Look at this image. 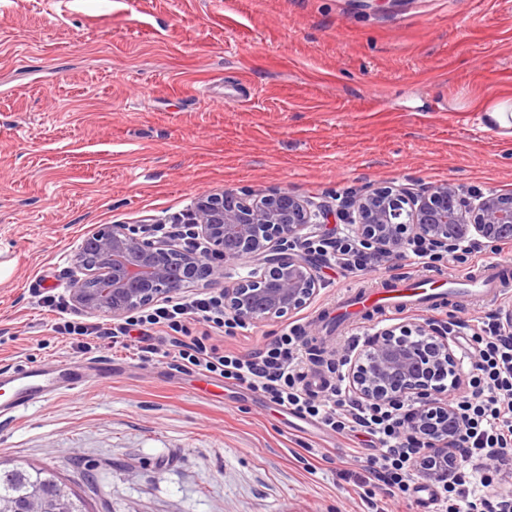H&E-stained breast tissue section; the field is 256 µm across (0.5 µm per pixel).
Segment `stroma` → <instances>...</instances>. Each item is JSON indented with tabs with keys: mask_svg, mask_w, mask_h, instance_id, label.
Returning a JSON list of instances; mask_svg holds the SVG:
<instances>
[{
	"mask_svg": "<svg viewBox=\"0 0 512 512\" xmlns=\"http://www.w3.org/2000/svg\"><path fill=\"white\" fill-rule=\"evenodd\" d=\"M512 95V0H0V368L112 363L0 423V463L54 469L91 512H372L347 439L242 386L135 350L78 353L39 295L70 294L71 258L104 224H167L206 192L285 191L336 208L380 185L512 193V135L482 107ZM395 261L390 276L448 281ZM304 308L246 323V352L289 325L309 341L345 287L319 269ZM512 308L397 312L386 325Z\"/></svg>",
	"mask_w": 512,
	"mask_h": 512,
	"instance_id": "1",
	"label": "stroma"
}]
</instances>
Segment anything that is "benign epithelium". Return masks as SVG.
<instances>
[{
	"mask_svg": "<svg viewBox=\"0 0 512 512\" xmlns=\"http://www.w3.org/2000/svg\"><path fill=\"white\" fill-rule=\"evenodd\" d=\"M335 216L375 252L392 254L414 238L438 251L453 253L465 237L493 245L512 238V194L466 195L451 183L422 191L381 186L352 195ZM309 202L288 192L239 193L226 189L197 197L180 220L208 241L211 254L201 259L174 238H144L122 224L102 225L84 239L73 258L71 299L92 313L113 319L168 297L175 281L224 277V263L246 260L245 277L224 286V308L242 321L262 322L305 307L319 290L317 261L299 250L314 226L329 223ZM112 297L106 311L100 295ZM451 374L458 390L465 373L450 346L448 328L427 320L383 328L349 360V388L372 403H418L406 417V431L433 436L417 468L438 480L448 478L459 457L457 412L446 391L435 385ZM61 492L39 485L23 503L0 498V512H64Z\"/></svg>",
	"mask_w": 512,
	"mask_h": 512,
	"instance_id": "7a95c632",
	"label": "benign epithelium"
}]
</instances>
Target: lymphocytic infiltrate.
Listing matches in <instances>:
<instances>
[{
  "instance_id": "lymphocytic-infiltrate-1",
  "label": "lymphocytic infiltrate",
  "mask_w": 512,
  "mask_h": 512,
  "mask_svg": "<svg viewBox=\"0 0 512 512\" xmlns=\"http://www.w3.org/2000/svg\"><path fill=\"white\" fill-rule=\"evenodd\" d=\"M304 247L348 274L375 272L388 261L352 234H317ZM43 302L57 314L52 332L69 337L78 352L127 345L134 330L143 362L167 358L179 373L246 387L277 410L327 431L349 438L365 434L369 445L353 449V458L382 483L386 497L409 502L424 479L413 466L422 443L404 431L410 406H379L346 395L340 366L331 361L320 386H312L311 365L319 356L306 349L299 327L284 328L262 347L239 354L213 341L217 333L235 337L242 327L225 312L220 294L156 303L110 326L73 314L58 296L44 295ZM448 329L475 344L477 361L467 390L454 402L461 420V461L436 485L433 501L440 512H495L497 501L488 493L494 482L491 465L512 459V335L502 332L494 315L474 325L455 321Z\"/></svg>"
}]
</instances>
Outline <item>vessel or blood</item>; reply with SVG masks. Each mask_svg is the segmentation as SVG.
I'll return each instance as SVG.
<instances>
[{"label": "vessel or blood", "instance_id": "vessel-or-blood-1", "mask_svg": "<svg viewBox=\"0 0 512 512\" xmlns=\"http://www.w3.org/2000/svg\"><path fill=\"white\" fill-rule=\"evenodd\" d=\"M511 269L512 262L506 260L484 264L462 274L457 285L445 289L435 287L430 279L410 285L397 279L389 288H355L337 298L329 318L335 333L340 335L356 328L359 317L366 313L381 317L398 310H411L417 304L432 305L448 296L467 306L484 305L492 302L502 288L512 284L504 278L505 272ZM111 377L112 364L108 361L98 362L97 375L93 378L67 360L48 366L9 368L0 372V389L6 394L0 401V419H15L21 413L49 403L56 396L81 390L90 380L105 382Z\"/></svg>", "mask_w": 512, "mask_h": 512}]
</instances>
